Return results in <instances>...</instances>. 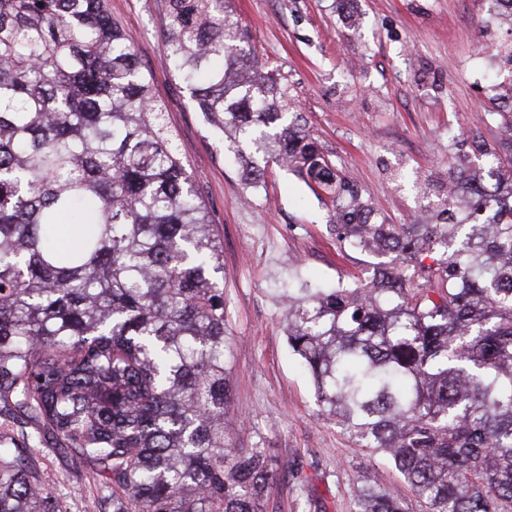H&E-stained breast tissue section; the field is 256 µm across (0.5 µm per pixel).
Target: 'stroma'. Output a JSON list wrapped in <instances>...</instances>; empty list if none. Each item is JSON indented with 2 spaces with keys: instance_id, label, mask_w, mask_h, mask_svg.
<instances>
[{
  "instance_id": "stroma-1",
  "label": "stroma",
  "mask_w": 512,
  "mask_h": 512,
  "mask_svg": "<svg viewBox=\"0 0 512 512\" xmlns=\"http://www.w3.org/2000/svg\"><path fill=\"white\" fill-rule=\"evenodd\" d=\"M134 44L196 178L224 250L232 445L265 448L280 479L268 512H356L359 476L403 487L400 473L370 457L319 405L311 377L292 354L276 290L289 275L322 286L369 275L377 256L341 251L334 204L275 164L247 190L243 165L194 107L161 49L159 0H109ZM248 48L284 77L326 159L393 224L421 222L445 191L449 153L472 157V137L503 131L480 123L496 110L487 90L485 47L512 39L487 28L489 0H225ZM437 186L418 195L415 183ZM45 486L64 512H96L89 472L69 450L40 453Z\"/></svg>"
}]
</instances>
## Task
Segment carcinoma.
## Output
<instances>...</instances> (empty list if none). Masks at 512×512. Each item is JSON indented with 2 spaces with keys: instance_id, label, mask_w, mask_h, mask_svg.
Wrapping results in <instances>:
<instances>
[{
  "instance_id": "1",
  "label": "carcinoma",
  "mask_w": 512,
  "mask_h": 512,
  "mask_svg": "<svg viewBox=\"0 0 512 512\" xmlns=\"http://www.w3.org/2000/svg\"><path fill=\"white\" fill-rule=\"evenodd\" d=\"M162 45L196 109L248 158L336 198L342 249L390 256L332 288L279 289L316 397L426 512H512V138L448 160L425 224H388L245 53L224 0H160ZM491 64L512 67V40ZM490 112L512 130V82ZM108 0H0V512H60L37 451L108 484L98 512H267L262 448L228 451L223 251ZM357 512H409L360 477Z\"/></svg>"
}]
</instances>
